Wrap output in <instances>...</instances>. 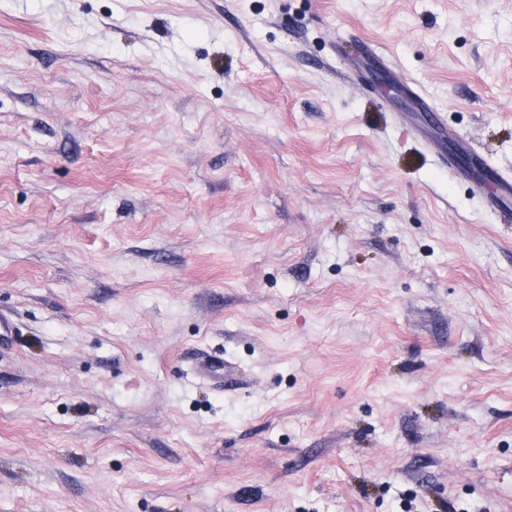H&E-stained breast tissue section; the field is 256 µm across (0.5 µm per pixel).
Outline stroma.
<instances>
[{
    "label": "stroma",
    "mask_w": 512,
    "mask_h": 512,
    "mask_svg": "<svg viewBox=\"0 0 512 512\" xmlns=\"http://www.w3.org/2000/svg\"><path fill=\"white\" fill-rule=\"evenodd\" d=\"M415 91L512 171V0H0V512H512V222Z\"/></svg>",
    "instance_id": "obj_1"
}]
</instances>
